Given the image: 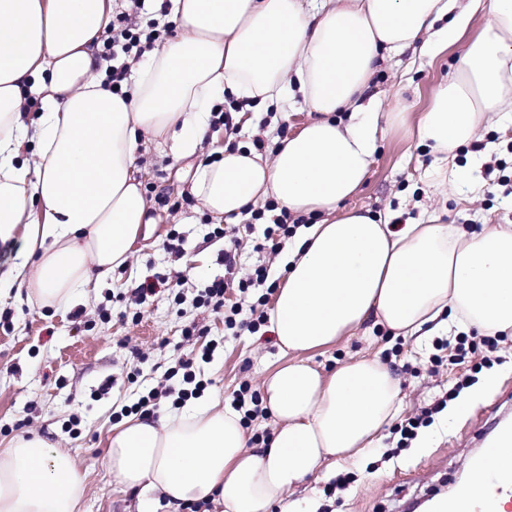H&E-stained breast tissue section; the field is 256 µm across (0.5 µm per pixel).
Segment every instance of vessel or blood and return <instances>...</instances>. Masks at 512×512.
Masks as SVG:
<instances>
[{"instance_id": "vessel-or-blood-1", "label": "vessel or blood", "mask_w": 512, "mask_h": 512, "mask_svg": "<svg viewBox=\"0 0 512 512\" xmlns=\"http://www.w3.org/2000/svg\"><path fill=\"white\" fill-rule=\"evenodd\" d=\"M512 448V427L501 430L498 437L479 448L476 471L484 488V507L476 509L469 489H459L456 495L442 502L443 512H495L498 501L512 499V463L504 456Z\"/></svg>"}]
</instances>
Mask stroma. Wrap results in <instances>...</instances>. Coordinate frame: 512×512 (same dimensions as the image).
Masks as SVG:
<instances>
[{"instance_id": "obj_1", "label": "stroma", "mask_w": 512, "mask_h": 512, "mask_svg": "<svg viewBox=\"0 0 512 512\" xmlns=\"http://www.w3.org/2000/svg\"><path fill=\"white\" fill-rule=\"evenodd\" d=\"M460 53L455 45L433 59L408 52L384 61L371 87L381 111L398 105L423 111L439 85L454 75ZM434 157L429 144L390 133L379 140L375 161L351 206L390 212L406 222L434 214L440 223L468 229L485 218L512 225V196L504 195L497 174L484 176L479 200L466 201L457 192L435 188L427 176ZM198 163L195 157L175 158L168 146L148 145L142 176L153 223L148 237L134 244L131 264L116 269L105 285L79 295L63 311L11 299L0 305V439L35 430L68 448L87 474L82 512H136V492L117 489L101 465V454L121 408L158 387L179 357H195L214 346L212 360L198 368L207 391L226 405L241 381L260 390L264 374L281 362L273 333L225 335L222 317L193 301L198 289L224 277L223 239L214 236V224L201 205L184 202ZM174 227L183 237L177 253L162 246ZM158 274L166 275V284L144 307L142 325L132 324L124 316L132 292ZM189 326L200 329V336L184 339ZM390 344L396 353L387 363L400 381L402 416L433 404L462 372L453 365L430 375L427 362L434 345L421 351L413 340L389 339L386 329L370 320L351 338L312 352L311 361L329 369L355 352H375ZM134 347L149 359L131 384L127 374ZM493 356L491 367L481 371L494 377L493 387L474 405L464 392L450 401L434 417L441 430L420 431L426 447H410L383 461V449L394 447L398 439L386 431L380 447L347 464L355 480L340 498L327 496L329 478L322 474L311 476L294 490V497L310 499L314 512H409L416 502L448 495L470 473L478 445L512 422V335ZM74 419L79 422L75 428L70 425Z\"/></svg>"}]
</instances>
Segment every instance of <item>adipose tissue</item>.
I'll return each instance as SVG.
<instances>
[{"label":"adipose tissue","mask_w":512,"mask_h":512,"mask_svg":"<svg viewBox=\"0 0 512 512\" xmlns=\"http://www.w3.org/2000/svg\"><path fill=\"white\" fill-rule=\"evenodd\" d=\"M112 7L0 0V244L18 245L0 298L14 284L29 304L63 310L129 262L149 222L143 145L191 157L227 97L245 113L297 102L306 120L269 152L225 144L191 184L218 222L269 200L310 219L281 258L269 312L283 357L261 387L272 439L251 446L242 413L208 394L113 426L102 463L121 490L171 512L201 502L309 512L289 492L378 447L402 400L380 354L325 371L307 353L371 318L420 342L451 330L512 335V225L392 224L346 205L387 127L429 142L439 185L479 199L478 161L455 159L512 113V0H150L177 33L131 63L118 94L105 84ZM482 13L487 23L474 28ZM460 40L457 72L424 112H379L369 90L387 57H433ZM85 495L61 444L35 432L0 442V512H79Z\"/></svg>","instance_id":"ef3b65f1"}]
</instances>
